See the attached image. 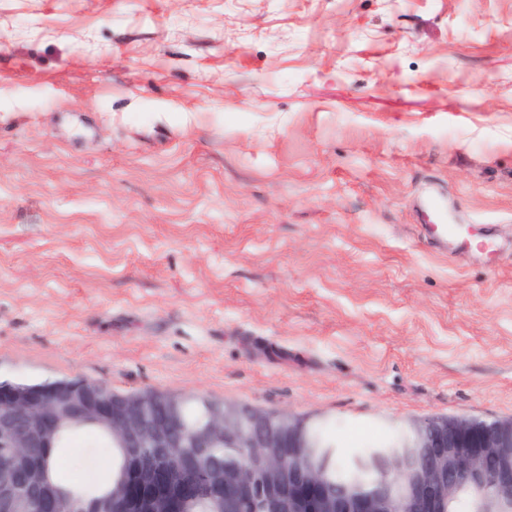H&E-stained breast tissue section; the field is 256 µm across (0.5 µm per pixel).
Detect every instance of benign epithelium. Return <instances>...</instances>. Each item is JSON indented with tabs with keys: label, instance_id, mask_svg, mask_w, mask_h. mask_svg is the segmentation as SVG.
Returning a JSON list of instances; mask_svg holds the SVG:
<instances>
[{
	"label": "benign epithelium",
	"instance_id": "1",
	"mask_svg": "<svg viewBox=\"0 0 512 512\" xmlns=\"http://www.w3.org/2000/svg\"><path fill=\"white\" fill-rule=\"evenodd\" d=\"M105 385L82 379L56 385L46 396L27 387L0 384V512H183L201 489L224 502V512H248L256 494L273 505L288 499L297 512H446L463 480L512 512V421L429 419L400 429L389 448L371 459L356 458L354 472L369 486L336 495L325 488L311 460L316 451L306 422L287 413L247 414L224 403L210 427L188 434L177 424L178 400L124 394L103 395ZM87 421L119 438L128 448H168L174 466H143L132 489L116 497L66 493L41 470L32 448H46L63 429ZM238 436V467L221 471L203 449L224 432Z\"/></svg>",
	"mask_w": 512,
	"mask_h": 512
}]
</instances>
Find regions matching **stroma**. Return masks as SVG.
<instances>
[{
    "instance_id": "35a3bbf8",
    "label": "stroma",
    "mask_w": 512,
    "mask_h": 512,
    "mask_svg": "<svg viewBox=\"0 0 512 512\" xmlns=\"http://www.w3.org/2000/svg\"><path fill=\"white\" fill-rule=\"evenodd\" d=\"M57 378L512 420V0H0V381ZM429 214L432 217L431 230L438 235L443 250H448V242L455 236V229L448 223V207L439 202H432L429 206Z\"/></svg>"
}]
</instances>
